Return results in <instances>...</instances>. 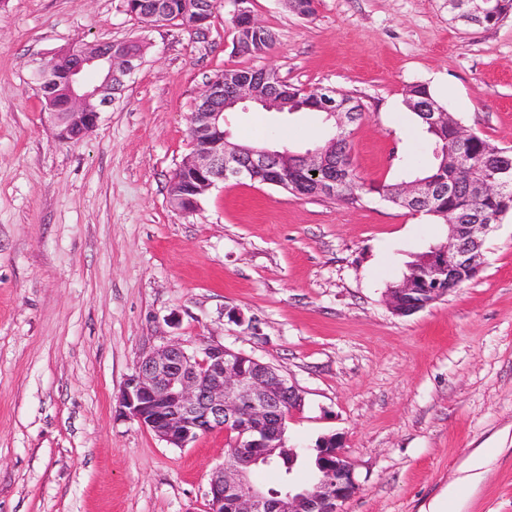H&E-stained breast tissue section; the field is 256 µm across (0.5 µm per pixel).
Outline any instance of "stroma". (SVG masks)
<instances>
[{"mask_svg": "<svg viewBox=\"0 0 512 512\" xmlns=\"http://www.w3.org/2000/svg\"><path fill=\"white\" fill-rule=\"evenodd\" d=\"M250 7L275 37L258 56L234 48L233 0L202 35L124 0H0V512H208L223 431L172 448L119 397L153 348L211 339L299 389L291 447L338 437L359 485L345 512H512V214L477 277L403 317L385 290L447 225L375 194L352 206L248 180L190 214L168 200L188 117L228 69L358 97L351 158L369 182L432 162L405 105L415 83L512 149V17L464 29L446 0ZM108 41L142 44L139 67L89 134L58 140L35 63ZM229 131L299 150L331 135L320 113L253 105Z\"/></svg>", "mask_w": 512, "mask_h": 512, "instance_id": "stroma-1", "label": "stroma"}]
</instances>
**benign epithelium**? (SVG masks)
<instances>
[{
	"mask_svg": "<svg viewBox=\"0 0 512 512\" xmlns=\"http://www.w3.org/2000/svg\"><path fill=\"white\" fill-rule=\"evenodd\" d=\"M234 15H247L249 24L236 28V49L246 52L254 35L266 27L254 18L249 0H234ZM491 12L490 0H448V13L481 17ZM59 56L68 60L66 106L64 114L53 110L56 96L55 61L37 67L34 80L55 136L65 142L83 138L96 127L100 114L112 106L121 91L123 77L131 74L140 58L126 54L118 44H85L78 51L66 50ZM333 89L318 95V108L326 119L334 120L333 135L324 145L301 153L307 168L323 173L314 193L336 197L351 158L350 126L362 119L360 108L345 109L330 98ZM247 104L260 105L276 112H293V103L267 77V69L242 76L232 70L224 78L211 80L199 95L190 117L194 134L192 151L178 171L188 172L192 184L183 194L178 211L191 214L199 196L228 180L259 179L280 185V172L288 166V154L266 146L237 145L224 129L226 113ZM450 186L416 180L401 187L403 204L417 209ZM448 261L429 270V277H407V298L397 306L385 297L397 315L413 314L431 298L441 299L459 276L475 278L482 268L481 239L495 228L493 224H460L448 221ZM302 396L277 368L243 352L234 351L214 340L200 342L188 351L179 341H169L145 355L127 378L119 397L126 416L153 432L173 448H185L204 434L222 430L231 435L237 430L238 455L230 457L212 473L209 481L208 512H344L345 504L356 494L358 485L351 463L342 452L336 436L316 442L321 459V476L295 494L270 498L251 481L253 467L268 463L283 447L285 422L300 407Z\"/></svg>",
	"mask_w": 512,
	"mask_h": 512,
	"instance_id": "7a95c632",
	"label": "benign epithelium"
}]
</instances>
